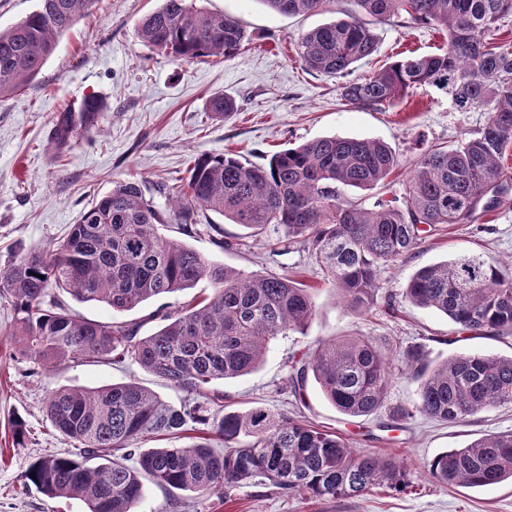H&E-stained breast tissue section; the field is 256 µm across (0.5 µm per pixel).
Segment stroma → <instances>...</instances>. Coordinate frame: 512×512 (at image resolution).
I'll return each mask as SVG.
<instances>
[{
	"mask_svg": "<svg viewBox=\"0 0 512 512\" xmlns=\"http://www.w3.org/2000/svg\"><path fill=\"white\" fill-rule=\"evenodd\" d=\"M160 4L97 0L92 15L60 37L35 80L0 98V268L63 236L113 182L137 180L156 203H164L159 186L182 184L191 160L202 154L234 153L263 165L279 150L322 136L377 139L392 148L399 167L385 188L366 191L363 197L369 202L379 196L389 200L401 195L424 150L457 144L485 122L484 113L456 111L447 93L430 86L414 89L393 110H359L341 100L336 77L306 71L295 53L298 34L344 18L352 8L350 0H335L330 12L304 16L273 13L262 0H197L200 7L234 17L251 41L229 59L189 63L159 54L138 38L139 19ZM373 28L379 52L356 64L359 76L404 52L430 54L444 44L442 32L404 16L374 23ZM216 94L235 99L237 111L215 117L208 100ZM89 95L106 105L97 131L56 148L49 136L54 118ZM210 220L223 229L228 246L217 247L206 233L189 236L188 244L200 254L240 271L301 281L314 288L317 305L304 332L271 340L256 371L214 381L211 391L242 410L263 406L304 417L345 437L354 451L403 458L414 471L413 483L405 489L375 487L361 497L341 500L290 496L271 485H242L227 497L150 485L136 512H512L511 481L482 488L446 487L427 470L448 449L512 432V406L491 408L455 424L415 412L398 428L388 426L390 408L414 409L418 400V383L404 362L408 351L420 349L431 367L462 352L512 356V335L488 338L462 331L445 315L404 297L408 281L423 266L466 254L512 261V199L475 223L441 224L425 234L412 252L381 270L376 300L366 310L350 307L323 280L307 253L274 255L272 246L281 230L271 228L254 237L218 215ZM209 291L202 281L117 314L96 302L72 299L68 305L89 320L139 323L146 336L158 329L161 314ZM16 318L9 300L0 298V512H87L79 500L49 498L24 482L25 470L38 457L75 448L47 421L42 407L48 395L66 386L99 388L128 381L176 405L186 394L130 364L71 363L29 373L28 362L14 357L10 334ZM343 336L371 337L393 360L386 406L376 414L345 417L324 398L314 379H307L298 392L288 380L292 357L319 341ZM17 417L28 430L21 447L11 430Z\"/></svg>",
	"mask_w": 512,
	"mask_h": 512,
	"instance_id": "stroma-1",
	"label": "stroma"
}]
</instances>
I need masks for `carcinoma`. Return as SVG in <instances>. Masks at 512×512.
Here are the masks:
<instances>
[{
	"label": "carcinoma",
	"mask_w": 512,
	"mask_h": 512,
	"mask_svg": "<svg viewBox=\"0 0 512 512\" xmlns=\"http://www.w3.org/2000/svg\"><path fill=\"white\" fill-rule=\"evenodd\" d=\"M95 2L39 0L23 20L0 29V97L35 79L58 37L90 14ZM262 2L277 14L295 15L326 11L334 0ZM351 2L348 18L299 35L297 54L306 69L340 79V96L354 108L382 111L417 86H433L448 93L456 111L487 113L485 125L454 146L426 149L401 200L378 198L370 205L342 194L386 184L398 161L379 140L323 136L275 153L266 165L230 154L201 155L184 183L166 192L165 206L146 197L138 182L117 181L63 238L0 268V297L17 311L11 336L23 358L41 369L101 360L135 364L187 393L175 405L137 382L53 391L45 415L79 452L37 459L25 484L47 497L77 498L88 512H135L149 482L167 491L226 496L243 483L269 482L288 495L330 500L355 498L375 485L410 483L411 467L400 458L357 453L334 431L262 406L241 412L224 396L208 394L216 380L253 372L273 338L303 332L316 303L300 281L244 274L164 233L175 224L186 236L196 234L209 211L258 235L281 227L279 251L309 252L352 306L367 309L381 269L412 251L424 233L438 224L471 223L478 211L494 210L506 198L475 205L489 184L512 183L501 164L512 146V46L492 38L512 16V0ZM401 13L447 33L446 45L353 76L355 64L378 50V37L363 17L384 21ZM137 33L154 50L183 62L229 59L249 40L235 18L192 0H161L141 17ZM104 109V100L91 95L62 110L53 122L56 146L97 129ZM209 110L220 117L237 106L217 94ZM202 280L211 294L162 315L163 325L148 336L138 335L137 323L87 320L55 294L122 313ZM405 297L466 330L495 335L512 328V265L471 254L425 266L411 278ZM407 366L420 380L415 411L436 420L458 422L512 405V357L464 353L428 369L416 352ZM310 375L340 413L357 418L386 403L392 365L369 338L333 339L290 361L293 387ZM413 412L395 407L391 418L405 420ZM188 431L197 433L188 445L140 448L149 438ZM214 440L224 449L214 448ZM428 471L452 486L512 480V432L443 452Z\"/></svg>",
	"instance_id": "obj_1"
}]
</instances>
